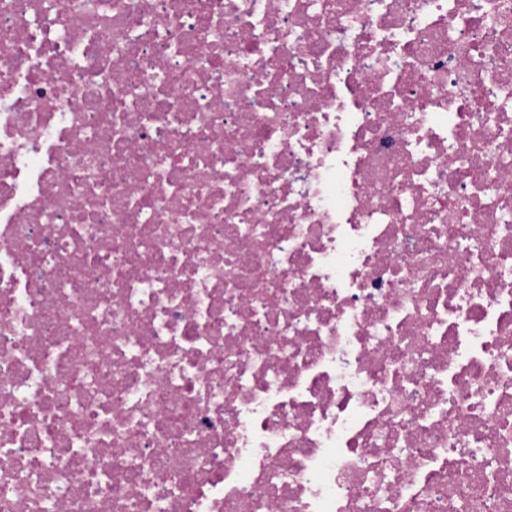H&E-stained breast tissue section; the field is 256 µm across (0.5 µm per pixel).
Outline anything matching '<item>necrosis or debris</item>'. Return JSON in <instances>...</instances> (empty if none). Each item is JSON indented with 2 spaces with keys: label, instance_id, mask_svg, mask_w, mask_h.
<instances>
[{
  "label": "necrosis or debris",
  "instance_id": "4bbe7bcc",
  "mask_svg": "<svg viewBox=\"0 0 512 512\" xmlns=\"http://www.w3.org/2000/svg\"><path fill=\"white\" fill-rule=\"evenodd\" d=\"M0 512H512V0H0Z\"/></svg>",
  "mask_w": 512,
  "mask_h": 512
}]
</instances>
